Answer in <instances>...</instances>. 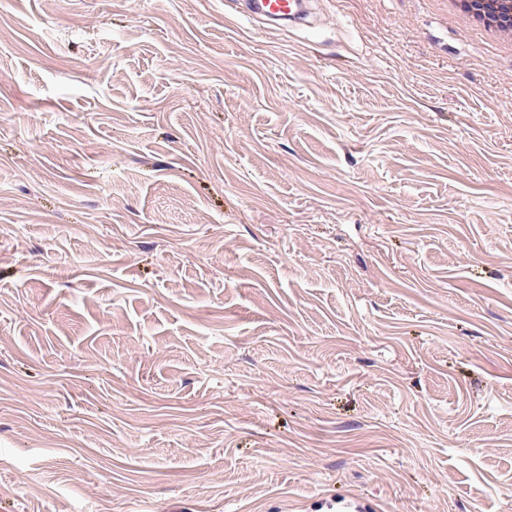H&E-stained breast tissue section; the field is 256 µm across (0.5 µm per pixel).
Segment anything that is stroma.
Returning <instances> with one entry per match:
<instances>
[{"mask_svg":"<svg viewBox=\"0 0 512 512\" xmlns=\"http://www.w3.org/2000/svg\"><path fill=\"white\" fill-rule=\"evenodd\" d=\"M512 46L445 0H0V512H512ZM247 10L243 12L249 16L272 17L288 21H296L302 18L304 0H250L247 1Z\"/></svg>","mask_w":512,"mask_h":512,"instance_id":"obj_1","label":"stroma"}]
</instances>
